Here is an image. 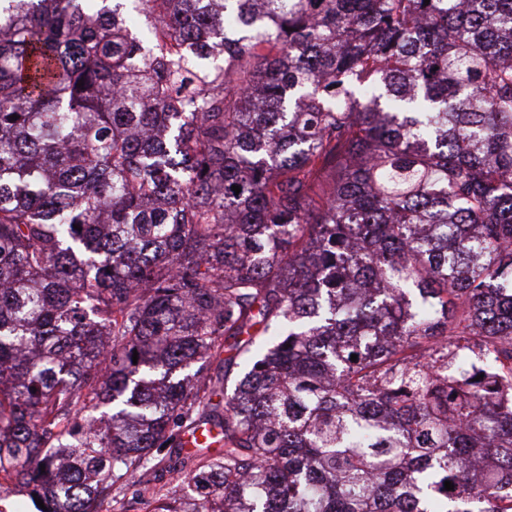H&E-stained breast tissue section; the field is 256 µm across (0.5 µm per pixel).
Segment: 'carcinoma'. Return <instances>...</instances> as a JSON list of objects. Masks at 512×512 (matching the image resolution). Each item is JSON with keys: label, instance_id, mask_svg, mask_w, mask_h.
Here are the masks:
<instances>
[{"label": "carcinoma", "instance_id": "1", "mask_svg": "<svg viewBox=\"0 0 512 512\" xmlns=\"http://www.w3.org/2000/svg\"><path fill=\"white\" fill-rule=\"evenodd\" d=\"M202 425L152 512H512V0H0V487Z\"/></svg>", "mask_w": 512, "mask_h": 512}]
</instances>
